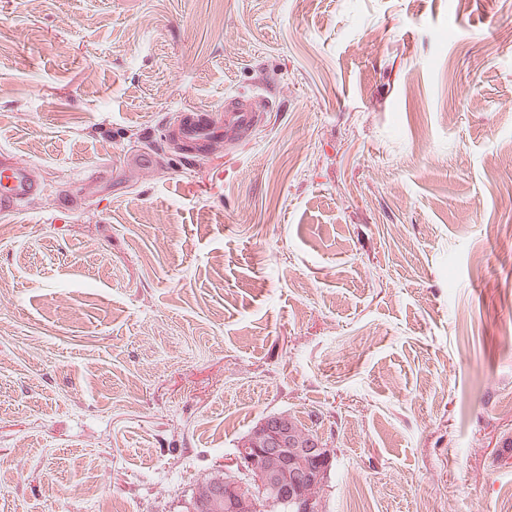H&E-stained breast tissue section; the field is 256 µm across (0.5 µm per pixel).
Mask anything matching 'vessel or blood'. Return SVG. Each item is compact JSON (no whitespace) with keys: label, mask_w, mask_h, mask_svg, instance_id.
<instances>
[{"label":"vessel or blood","mask_w":512,"mask_h":512,"mask_svg":"<svg viewBox=\"0 0 512 512\" xmlns=\"http://www.w3.org/2000/svg\"><path fill=\"white\" fill-rule=\"evenodd\" d=\"M224 112V123L220 126L210 124L202 114H185L180 124L172 130L171 136L187 150L197 152L217 137L227 140L242 138L251 133L259 122L258 113L247 101L239 98L227 99ZM40 192L41 186L27 166L17 162H0V212H11Z\"/></svg>","instance_id":"b4317fda"}]
</instances>
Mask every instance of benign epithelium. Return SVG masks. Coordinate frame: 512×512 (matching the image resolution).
I'll return each instance as SVG.
<instances>
[{"label": "benign epithelium", "instance_id": "1", "mask_svg": "<svg viewBox=\"0 0 512 512\" xmlns=\"http://www.w3.org/2000/svg\"><path fill=\"white\" fill-rule=\"evenodd\" d=\"M288 416L263 421L224 465L216 481L234 512H313L315 493L326 486L333 452L314 439L292 447Z\"/></svg>", "mask_w": 512, "mask_h": 512}]
</instances>
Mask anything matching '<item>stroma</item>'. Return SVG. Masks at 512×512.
<instances>
[{
  "label": "stroma",
  "instance_id": "stroma-1",
  "mask_svg": "<svg viewBox=\"0 0 512 512\" xmlns=\"http://www.w3.org/2000/svg\"><path fill=\"white\" fill-rule=\"evenodd\" d=\"M2 153L0 512H187L279 413L319 512H512V0H0ZM224 125H211L204 115L191 112L184 115L180 124L171 132V138L180 141L188 151L199 152L213 138L224 140L242 138L256 127L259 114L240 98H227L224 104ZM41 190L27 166L18 162H0V212H12L39 195Z\"/></svg>",
  "mask_w": 512,
  "mask_h": 512
}]
</instances>
